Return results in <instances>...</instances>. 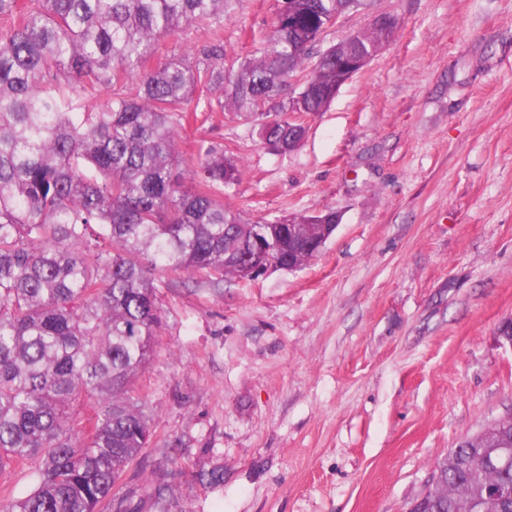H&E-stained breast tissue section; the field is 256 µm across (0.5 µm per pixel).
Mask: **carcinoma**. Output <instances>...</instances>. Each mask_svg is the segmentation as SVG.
<instances>
[{
  "instance_id": "cac0c4a2",
  "label": "carcinoma",
  "mask_w": 512,
  "mask_h": 512,
  "mask_svg": "<svg viewBox=\"0 0 512 512\" xmlns=\"http://www.w3.org/2000/svg\"><path fill=\"white\" fill-rule=\"evenodd\" d=\"M230 0H0V470L31 485L0 491V512H101L151 427L128 397L160 326L158 278L190 271L239 278V256L259 234L255 263L288 261V225L249 222L218 188L237 163L210 151L182 188L180 130L188 104L248 119L260 105L288 111V77L307 73L324 111L336 95V61L316 59L323 21L365 0H284L271 31L236 71L224 47L204 60L149 62L159 42L193 24L224 27ZM371 27L342 39V55L369 57L389 43ZM114 89L84 111L82 94ZM94 399L83 420L79 407ZM512 418L453 448L436 464L440 492L420 512H512Z\"/></svg>"
}]
</instances>
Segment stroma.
Returning <instances> with one entry per match:
<instances>
[{
    "label": "stroma",
    "instance_id": "stroma-1",
    "mask_svg": "<svg viewBox=\"0 0 512 512\" xmlns=\"http://www.w3.org/2000/svg\"><path fill=\"white\" fill-rule=\"evenodd\" d=\"M275 8L232 0L220 33L189 26L160 55L219 40L237 68ZM381 12L394 39L305 115L298 149L234 112L181 132L237 160L224 203L244 218L341 220L293 272L165 274L129 391L153 433L120 491L132 512H406L450 448L512 417V0H370L322 47Z\"/></svg>",
    "mask_w": 512,
    "mask_h": 512
}]
</instances>
